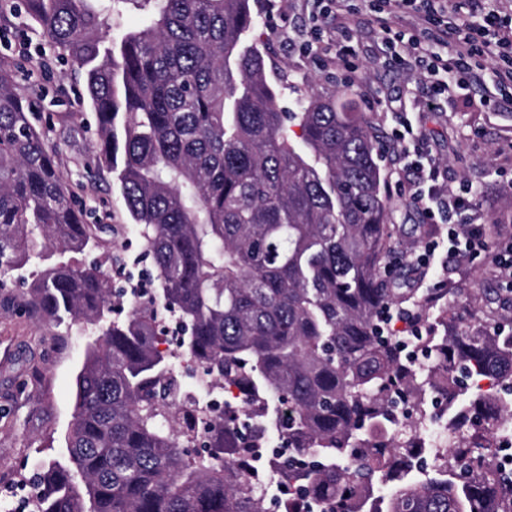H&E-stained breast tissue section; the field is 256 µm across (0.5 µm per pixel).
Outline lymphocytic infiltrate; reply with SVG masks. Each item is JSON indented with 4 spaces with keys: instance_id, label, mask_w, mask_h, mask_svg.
Returning a JSON list of instances; mask_svg holds the SVG:
<instances>
[{
    "instance_id": "1",
    "label": "lymphocytic infiltrate",
    "mask_w": 512,
    "mask_h": 512,
    "mask_svg": "<svg viewBox=\"0 0 512 512\" xmlns=\"http://www.w3.org/2000/svg\"><path fill=\"white\" fill-rule=\"evenodd\" d=\"M319 11L300 43L310 54H335L345 72L354 73L355 49L336 31L362 29L379 23L384 52L391 61L418 70L427 93L418 101L422 112H435L441 99L473 84L484 88L485 103L512 93V12L501 6L463 17L448 0H371L368 12L348 9L346 0H318ZM497 60L493 81L474 70L473 61ZM393 138L411 164L407 175L393 183L408 194L425 219L447 218L449 256L490 265L499 282L512 290V225L486 224L471 186L451 187L446 172L414 126L406 104H399Z\"/></svg>"
}]
</instances>
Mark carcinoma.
<instances>
[{
	"label": "carcinoma",
	"instance_id": "1",
	"mask_svg": "<svg viewBox=\"0 0 512 512\" xmlns=\"http://www.w3.org/2000/svg\"><path fill=\"white\" fill-rule=\"evenodd\" d=\"M122 0H0L37 24L85 74L97 167L115 176L151 259L148 299L120 297L98 266L63 259L103 242L30 120L16 73L0 65V292L37 258L24 299L35 316L98 328L76 377L68 462H43L30 512H267L239 466L251 437L284 436L271 477L323 512H512L490 437L512 399L461 398L453 375L512 383V334L461 333L430 311L447 289L402 290L381 277L393 242L380 137L341 96L311 91L283 112L263 56L246 43L250 0H129L146 23L110 36ZM299 133L292 139L288 126ZM410 302L421 320L417 364L381 317ZM170 313L206 384L236 388L224 416L170 411ZM448 391L447 465L419 470L409 439L431 392Z\"/></svg>",
	"mask_w": 512,
	"mask_h": 512
}]
</instances>
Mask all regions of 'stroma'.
Returning a JSON list of instances; mask_svg holds the SVG:
<instances>
[{"label": "stroma", "instance_id": "obj_1", "mask_svg": "<svg viewBox=\"0 0 512 512\" xmlns=\"http://www.w3.org/2000/svg\"><path fill=\"white\" fill-rule=\"evenodd\" d=\"M251 6L257 25L249 39L263 54L267 79L278 91L282 111H298L310 90L324 94L342 90L336 80L342 67L334 55H304L285 36L286 31L307 25L309 0H251ZM281 12L288 16L284 30L273 21ZM0 25L10 39L9 44H0V59L26 69L35 65L42 44L39 27L14 26L6 17ZM350 39L356 49L359 88L355 108L382 131L385 141H392L390 101L416 91L417 82L410 70L380 62L377 26L351 33ZM17 90L33 102L34 119L56 148L60 171L86 209L87 222L115 227L99 249L76 255V262L106 270L110 255L118 251L125 260L137 261L139 270H146L150 261L112 175H87L95 160L97 136L93 112L79 102L82 73L53 55L36 78L19 82ZM480 98L476 89L458 92L442 100L440 111L420 114L418 121L446 167L449 184H472L478 206L491 208L494 216L512 224V107L484 105ZM389 204L391 222L398 229L389 273L399 279L411 271L408 255L445 229L443 223L425 222L408 196L390 195ZM42 267L40 260L30 261L14 275L9 292L0 295V512H21L38 462L67 460L75 378L88 342L66 325L36 317L23 306L32 275ZM414 274V287L423 291L437 280L420 270ZM444 280L454 293L440 301L434 315L450 314L461 331H471L487 313L484 294L498 290V281L480 265L447 271Z\"/></svg>", "mask_w": 512, "mask_h": 512}]
</instances>
